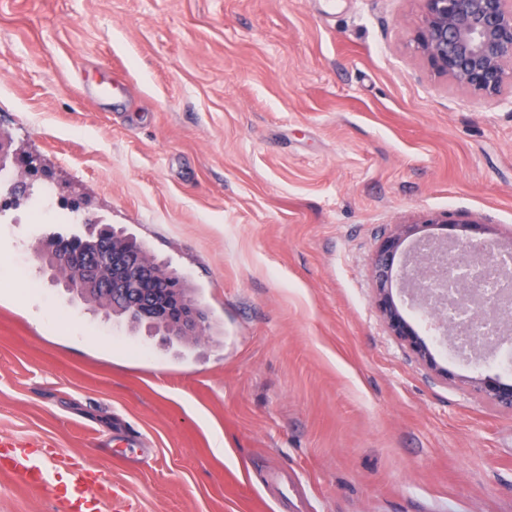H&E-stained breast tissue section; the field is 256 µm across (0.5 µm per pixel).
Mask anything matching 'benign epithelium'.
Here are the masks:
<instances>
[{
	"instance_id": "7a95c632",
	"label": "benign epithelium",
	"mask_w": 512,
	"mask_h": 512,
	"mask_svg": "<svg viewBox=\"0 0 512 512\" xmlns=\"http://www.w3.org/2000/svg\"><path fill=\"white\" fill-rule=\"evenodd\" d=\"M416 2L419 22L412 41L429 75L453 82L484 103L512 107V0ZM489 234L491 227L478 220L459 222L438 215L400 226L377 246L376 308L391 335L423 367L448 382L460 376L437 359L404 306H417L427 329L449 337L443 297L425 294L422 286L433 272L431 253L437 250L446 258L461 243L481 254L492 246ZM36 254L38 261L67 275L71 292L110 312L177 339L200 337L208 330V313L191 297L184 278L132 248L124 236L102 229L84 237L54 236L41 242ZM453 283L464 289L473 317H480L477 284L464 276ZM466 382L489 403L512 410V381L480 374Z\"/></svg>"
}]
</instances>
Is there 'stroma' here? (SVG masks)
Instances as JSON below:
<instances>
[{
  "label": "stroma",
  "mask_w": 512,
  "mask_h": 512,
  "mask_svg": "<svg viewBox=\"0 0 512 512\" xmlns=\"http://www.w3.org/2000/svg\"><path fill=\"white\" fill-rule=\"evenodd\" d=\"M417 22L416 0H0V136L81 204L0 212V436L103 470V512H279L270 476L311 512H512L484 366L436 378L374 304L396 226L447 212L512 244V108L430 78ZM88 218L187 279L205 338L41 267ZM0 512L59 510L0 476Z\"/></svg>",
  "instance_id": "1"
}]
</instances>
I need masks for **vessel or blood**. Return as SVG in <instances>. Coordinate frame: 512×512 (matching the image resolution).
<instances>
[{
    "label": "vessel or blood",
    "instance_id": "vessel-or-blood-1",
    "mask_svg": "<svg viewBox=\"0 0 512 512\" xmlns=\"http://www.w3.org/2000/svg\"><path fill=\"white\" fill-rule=\"evenodd\" d=\"M1 472L29 489L52 494L60 512H101V503L91 492L92 484L100 480L99 474L85 463L59 470L43 442L0 436Z\"/></svg>",
    "mask_w": 512,
    "mask_h": 512
}]
</instances>
